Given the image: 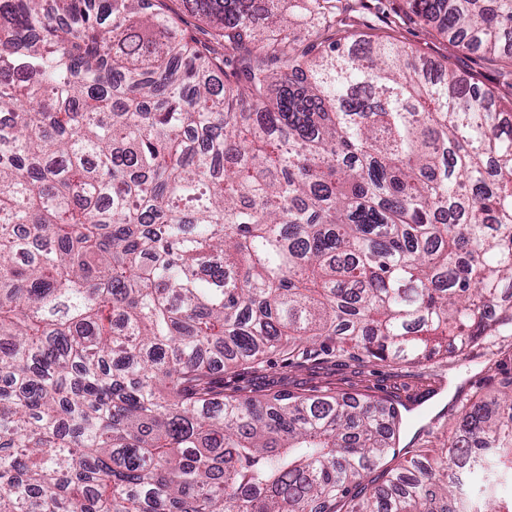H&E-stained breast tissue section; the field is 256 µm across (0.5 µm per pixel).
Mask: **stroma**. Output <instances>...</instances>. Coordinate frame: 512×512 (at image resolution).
<instances>
[{
  "label": "stroma",
  "instance_id": "obj_1",
  "mask_svg": "<svg viewBox=\"0 0 512 512\" xmlns=\"http://www.w3.org/2000/svg\"><path fill=\"white\" fill-rule=\"evenodd\" d=\"M365 2L364 10L342 12L336 26L322 32V41L351 35L391 40L412 51L419 63L445 64L492 91L503 103L512 102L511 62L449 43L435 24L409 12L405 0ZM496 361V354L484 345L474 347L465 360L442 364L395 365L319 355L289 360L275 355L255 368L225 371L224 389L244 397L331 389L349 397L394 399L408 406L401 440L409 443L427 426L437 436L454 431L461 401L476 387H495L502 381Z\"/></svg>",
  "mask_w": 512,
  "mask_h": 512
}]
</instances>
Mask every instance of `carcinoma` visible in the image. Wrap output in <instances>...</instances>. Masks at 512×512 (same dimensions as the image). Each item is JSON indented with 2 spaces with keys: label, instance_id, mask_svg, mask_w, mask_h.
<instances>
[{
  "label": "carcinoma",
  "instance_id": "carcinoma-1",
  "mask_svg": "<svg viewBox=\"0 0 512 512\" xmlns=\"http://www.w3.org/2000/svg\"><path fill=\"white\" fill-rule=\"evenodd\" d=\"M339 2L0 0V512H512V380L427 450L383 400L224 394L512 326V104L393 42L254 44ZM406 3L512 62V0Z\"/></svg>",
  "mask_w": 512,
  "mask_h": 512
}]
</instances>
